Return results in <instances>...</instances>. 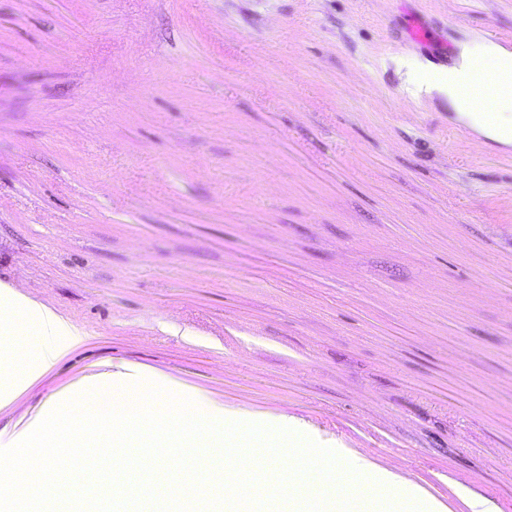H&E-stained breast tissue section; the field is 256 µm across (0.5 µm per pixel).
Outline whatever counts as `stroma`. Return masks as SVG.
<instances>
[{
    "mask_svg": "<svg viewBox=\"0 0 512 512\" xmlns=\"http://www.w3.org/2000/svg\"><path fill=\"white\" fill-rule=\"evenodd\" d=\"M488 29L512 0H0V283L86 334L0 447L145 369L512 512V147L409 91Z\"/></svg>",
    "mask_w": 512,
    "mask_h": 512,
    "instance_id": "1",
    "label": "stroma"
}]
</instances>
